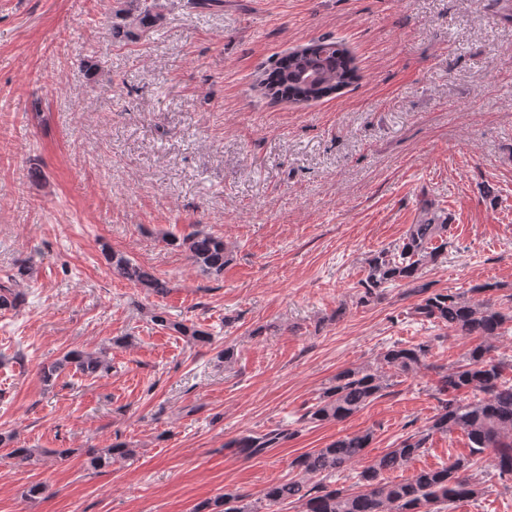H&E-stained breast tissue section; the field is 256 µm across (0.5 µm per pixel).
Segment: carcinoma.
<instances>
[{"label":"carcinoma","mask_w":512,"mask_h":512,"mask_svg":"<svg viewBox=\"0 0 512 512\" xmlns=\"http://www.w3.org/2000/svg\"><path fill=\"white\" fill-rule=\"evenodd\" d=\"M161 0H114L112 14L126 21V36L155 28L163 18ZM355 79V67L347 49L335 41H314L281 59L261 81L264 89L275 97L293 103L320 100L339 92ZM163 241L187 254L191 262L205 274H221L232 260V250L224 238L196 229L182 236L168 233ZM448 250V214L425 206L416 223L408 226L401 243L383 248L365 261L364 278L359 285L365 297L378 294L388 284L401 283L411 292L422 295L409 314L422 322L446 329L457 336H474L479 342L471 347L456 366L437 367L435 391L439 409L427 429L402 439L395 447L362 464L364 451L373 439V432L347 434L323 448L297 457L292 467L297 474L273 483L263 490L262 497L252 503L248 495L226 492L206 501L195 512H275L284 504H293L298 512H421L435 505L434 512H444L460 499L480 495L483 488L471 474L480 456L494 451V464L499 478L512 477V360L491 355L494 342L512 331V307H503L492 297L467 298L461 293L433 290L420 282L422 267L437 264ZM108 268L149 295L165 296L169 282L146 266L117 251L104 252ZM12 283L0 284V310H15L22 300V291ZM151 321L170 329L189 342L210 346L213 334L171 321L161 312H151ZM428 345L394 344L379 358L376 367L357 366L341 370L318 401L305 414L309 423L343 421L383 396L389 386L386 371L409 375L424 366ZM96 378L112 372V357L107 349L98 351L70 350L62 357L40 367L42 382L50 386L65 371ZM467 392L470 401L457 399ZM463 433L470 445L467 458H457L440 467L422 470L411 478L387 481L384 474L406 467L426 448L435 433ZM286 429L252 433L235 439L232 447L246 456H256L274 445L288 440ZM48 454L43 448H13L9 455L23 463L35 465ZM89 464L94 469H107L119 462H128L137 455L136 448L116 442L106 448H91ZM356 464L361 470L350 488L334 487L327 480ZM321 482L310 485V480Z\"/></svg>","instance_id":"carcinoma-1"}]
</instances>
